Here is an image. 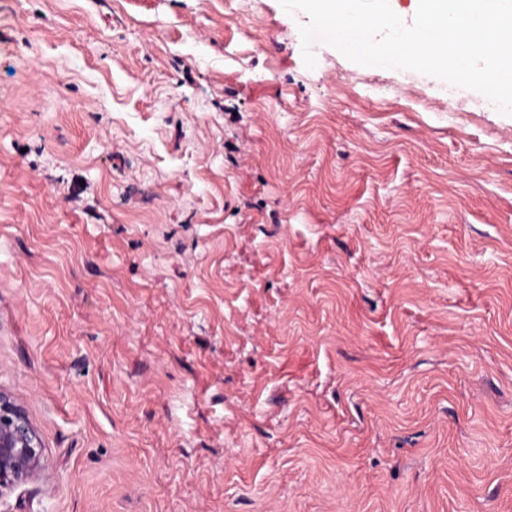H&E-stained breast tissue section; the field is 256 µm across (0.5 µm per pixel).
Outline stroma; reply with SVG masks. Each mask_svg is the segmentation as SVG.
<instances>
[{"label": "stroma", "mask_w": 512, "mask_h": 512, "mask_svg": "<svg viewBox=\"0 0 512 512\" xmlns=\"http://www.w3.org/2000/svg\"><path fill=\"white\" fill-rule=\"evenodd\" d=\"M279 0H0V512H512V116ZM43 445L22 409L0 391V499L36 479Z\"/></svg>", "instance_id": "obj_1"}]
</instances>
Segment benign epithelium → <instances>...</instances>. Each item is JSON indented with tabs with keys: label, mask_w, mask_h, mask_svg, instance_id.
I'll return each mask as SVG.
<instances>
[{
	"label": "benign epithelium",
	"mask_w": 512,
	"mask_h": 512,
	"mask_svg": "<svg viewBox=\"0 0 512 512\" xmlns=\"http://www.w3.org/2000/svg\"><path fill=\"white\" fill-rule=\"evenodd\" d=\"M43 445L22 409L0 391V498L36 479Z\"/></svg>",
	"instance_id": "1"
}]
</instances>
